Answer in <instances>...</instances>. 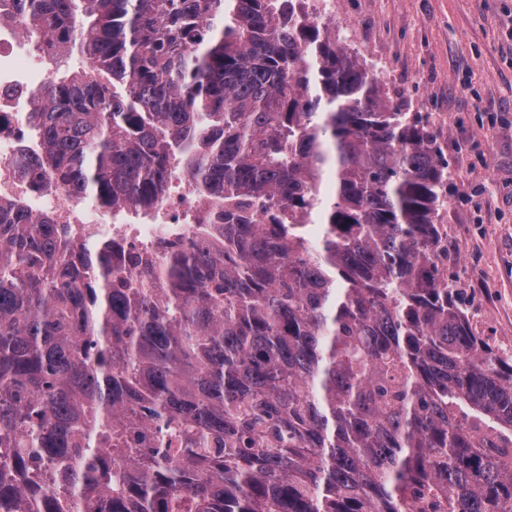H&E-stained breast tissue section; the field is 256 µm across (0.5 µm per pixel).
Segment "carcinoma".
<instances>
[{"instance_id":"carcinoma-1","label":"carcinoma","mask_w":512,"mask_h":512,"mask_svg":"<svg viewBox=\"0 0 512 512\" xmlns=\"http://www.w3.org/2000/svg\"><path fill=\"white\" fill-rule=\"evenodd\" d=\"M57 72L22 174L201 248L0 205V512H512V352L445 275L447 167L300 0H0Z\"/></svg>"}]
</instances>
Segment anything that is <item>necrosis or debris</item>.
I'll list each match as a JSON object with an SVG mask.
<instances>
[{
    "label": "necrosis or debris",
    "instance_id": "obj_1",
    "mask_svg": "<svg viewBox=\"0 0 512 512\" xmlns=\"http://www.w3.org/2000/svg\"><path fill=\"white\" fill-rule=\"evenodd\" d=\"M47 74L44 59H32L14 51L8 53L0 48V202H25L33 215L51 216L59 227L73 230L80 239L93 241L108 235L147 253L160 252L162 239L173 230L180 232L183 239H192L196 218L205 214L207 202L188 183L177 193L165 196L154 214L135 222L118 213L106 216L91 213L61 188L31 190L15 162L28 130L15 104L42 85Z\"/></svg>",
    "mask_w": 512,
    "mask_h": 512
}]
</instances>
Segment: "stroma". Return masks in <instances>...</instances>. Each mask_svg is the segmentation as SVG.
I'll use <instances>...</instances> for the list:
<instances>
[{
  "instance_id": "1",
  "label": "stroma",
  "mask_w": 512,
  "mask_h": 512,
  "mask_svg": "<svg viewBox=\"0 0 512 512\" xmlns=\"http://www.w3.org/2000/svg\"><path fill=\"white\" fill-rule=\"evenodd\" d=\"M351 51L437 135L444 265L476 335L512 350V0H339Z\"/></svg>"
}]
</instances>
